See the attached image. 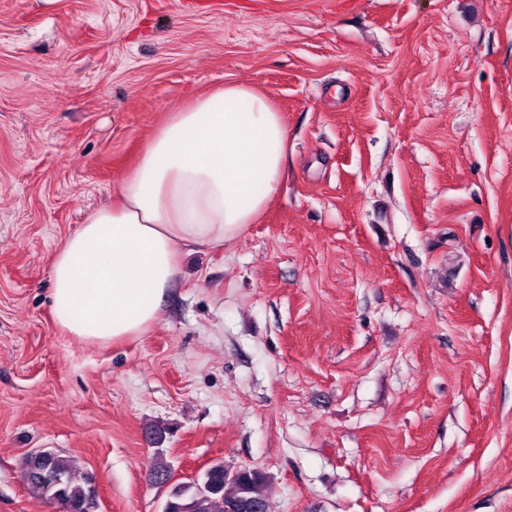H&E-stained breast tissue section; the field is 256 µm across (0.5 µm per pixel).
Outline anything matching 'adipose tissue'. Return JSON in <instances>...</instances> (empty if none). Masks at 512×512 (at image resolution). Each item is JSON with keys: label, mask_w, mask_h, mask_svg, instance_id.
I'll return each instance as SVG.
<instances>
[{"label": "adipose tissue", "mask_w": 512, "mask_h": 512, "mask_svg": "<svg viewBox=\"0 0 512 512\" xmlns=\"http://www.w3.org/2000/svg\"><path fill=\"white\" fill-rule=\"evenodd\" d=\"M288 155L284 122L252 87L229 85L171 113L117 193L59 247L57 326L89 343L155 323L183 250L218 247L266 210Z\"/></svg>", "instance_id": "obj_1"}]
</instances>
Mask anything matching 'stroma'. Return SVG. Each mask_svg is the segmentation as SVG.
Instances as JSON below:
<instances>
[{
    "label": "stroma",
    "mask_w": 512,
    "mask_h": 512,
    "mask_svg": "<svg viewBox=\"0 0 512 512\" xmlns=\"http://www.w3.org/2000/svg\"><path fill=\"white\" fill-rule=\"evenodd\" d=\"M198 2L0 0V512H54L42 449L98 512L216 462L267 512H512V0ZM227 84L282 116L279 192L142 335H67L59 245ZM24 467L26 485L50 502L56 500L58 506L72 509L73 512L94 511L90 507L96 498V491L91 485H82L74 480L72 460L68 456L54 452L48 461L31 456L25 459ZM55 479H61V484L51 486ZM56 489L59 494L54 498Z\"/></svg>",
    "instance_id": "obj_1"
}]
</instances>
